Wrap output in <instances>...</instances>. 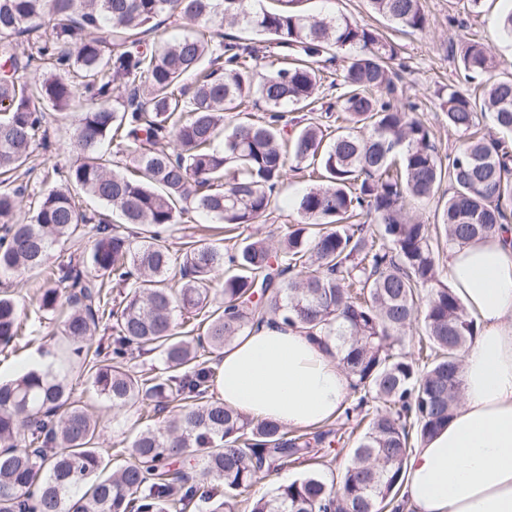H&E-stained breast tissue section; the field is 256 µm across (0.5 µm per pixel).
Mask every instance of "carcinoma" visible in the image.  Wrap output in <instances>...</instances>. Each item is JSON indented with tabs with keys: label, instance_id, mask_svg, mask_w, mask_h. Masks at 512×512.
Masks as SVG:
<instances>
[{
	"label": "carcinoma",
	"instance_id": "obj_1",
	"mask_svg": "<svg viewBox=\"0 0 512 512\" xmlns=\"http://www.w3.org/2000/svg\"><path fill=\"white\" fill-rule=\"evenodd\" d=\"M254 2L0 0V277L46 270L67 289H44L40 309L67 301L62 354L108 407L158 416L178 402L162 425L135 428L128 461L113 470L97 446L100 422L67 376L36 367L0 382V512H185L196 501L208 512H402L406 459L452 415L477 328L434 240L462 245L512 222V144L479 135L487 112L512 133V74L491 75L485 45L461 42L460 79L437 91L460 133L445 162L431 130L397 102L398 44L345 14L307 15L302 0ZM368 3L399 32L429 26L421 0ZM163 15L199 29L155 49L145 36ZM227 28L264 37L278 66L260 71L259 49L224 40ZM343 52L341 71L325 75L320 58ZM337 89L325 118L336 111L342 124L288 117ZM254 97L265 115L225 131L224 114ZM49 111L74 118L80 157L43 168L40 183L62 186L18 219L28 189L18 178L50 148ZM106 143L132 165L102 154ZM294 164L317 180L299 200L301 221L277 241L204 238L172 256L170 232L191 212L226 232L267 217ZM445 181L434 224L409 216L408 202H430ZM74 189L103 211L88 214ZM87 235L82 265L47 268L56 243ZM419 318L413 345L405 335ZM103 321L105 347L92 341ZM268 321L336 349L355 396L340 426L355 418L365 429L339 475L310 472L254 497L262 476L343 439L330 425L294 431L213 398L211 355ZM41 324L36 315L23 326L17 300L0 294L1 347ZM136 352L158 353L160 366L131 369Z\"/></svg>",
	"mask_w": 512,
	"mask_h": 512
}]
</instances>
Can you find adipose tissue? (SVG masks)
Wrapping results in <instances>:
<instances>
[{
  "instance_id": "1",
  "label": "adipose tissue",
  "mask_w": 512,
  "mask_h": 512,
  "mask_svg": "<svg viewBox=\"0 0 512 512\" xmlns=\"http://www.w3.org/2000/svg\"><path fill=\"white\" fill-rule=\"evenodd\" d=\"M445 270L479 333L462 355V400L408 457L401 497L408 512H512V225L450 247ZM218 389L225 405L298 429L335 419L350 381L334 352L268 322L225 347Z\"/></svg>"
}]
</instances>
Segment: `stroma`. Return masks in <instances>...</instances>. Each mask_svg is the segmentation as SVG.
<instances>
[{
    "label": "stroma",
    "mask_w": 512,
    "mask_h": 512,
    "mask_svg": "<svg viewBox=\"0 0 512 512\" xmlns=\"http://www.w3.org/2000/svg\"><path fill=\"white\" fill-rule=\"evenodd\" d=\"M422 6L429 19L428 28L413 35H394L400 51L391 66L400 75L402 104L411 107L413 117L430 128L440 153L445 155L453 152L458 136L448 126L436 91L457 81V56L465 38L481 40L498 72L512 73V38L497 29L500 15L512 10V0H483L475 12L467 9L466 0H422ZM310 185L305 171L288 172L266 222L249 225L248 233L278 239L284 225L299 221L298 202ZM61 320V315L48 314L40 334L28 346L0 352V379L8 380L27 371L36 360L59 357ZM69 380L74 399L88 405L101 419L100 448L106 455H115L120 442L129 437L136 413L117 415L106 408L81 369L70 370Z\"/></svg>",
    "instance_id": "1"
}]
</instances>
